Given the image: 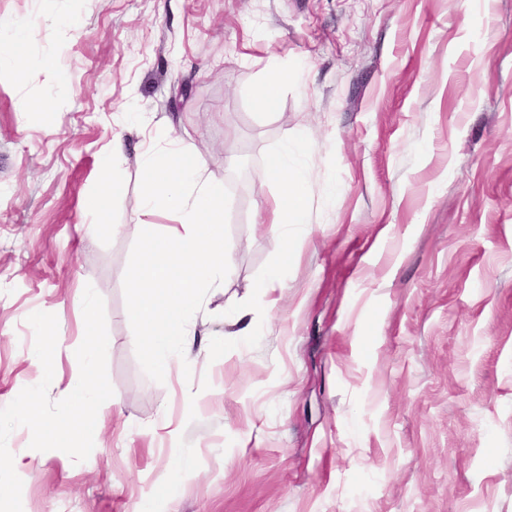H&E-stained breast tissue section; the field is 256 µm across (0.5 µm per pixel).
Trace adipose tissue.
<instances>
[{"mask_svg": "<svg viewBox=\"0 0 512 512\" xmlns=\"http://www.w3.org/2000/svg\"><path fill=\"white\" fill-rule=\"evenodd\" d=\"M30 33L16 29L0 20V69H7L16 78H23L30 69H38L52 74L57 63L51 57H33L25 53L24 45ZM309 143L300 139L284 146L270 155L265 165L255 174L254 183L264 186L270 182H280L282 191L267 200L258 213L262 223L268 225L275 236V244L280 258H287L290 250L288 230L292 225L306 220L308 187L303 174H289L290 156L307 151Z\"/></svg>", "mask_w": 512, "mask_h": 512, "instance_id": "ef3b65f1", "label": "adipose tissue"}]
</instances>
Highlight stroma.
<instances>
[{"instance_id": "stroma-1", "label": "stroma", "mask_w": 512, "mask_h": 512, "mask_svg": "<svg viewBox=\"0 0 512 512\" xmlns=\"http://www.w3.org/2000/svg\"><path fill=\"white\" fill-rule=\"evenodd\" d=\"M0 19L61 73L0 70V408L42 379L34 312L58 321L49 398L78 380L89 285L114 389L83 462L10 434L23 512H512V0H0ZM271 64L295 78L266 113ZM49 95L34 122L15 108ZM124 105V190L91 236ZM172 130L230 191L232 259L158 383L123 278L139 156ZM303 135L283 264L256 221L276 187L240 174Z\"/></svg>"}]
</instances>
